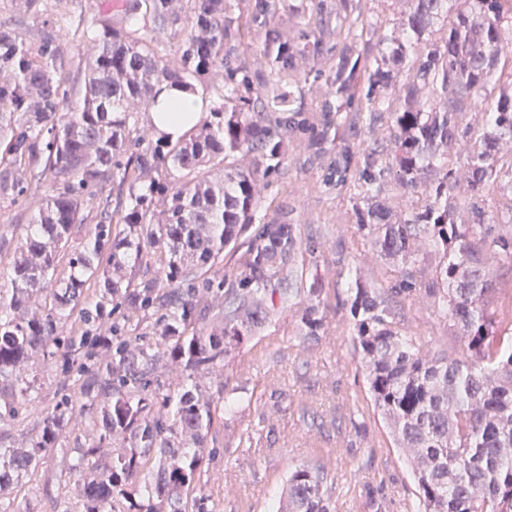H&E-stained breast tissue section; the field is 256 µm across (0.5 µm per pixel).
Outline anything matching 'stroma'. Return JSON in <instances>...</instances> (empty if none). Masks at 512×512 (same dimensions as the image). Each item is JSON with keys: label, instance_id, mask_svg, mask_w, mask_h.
I'll use <instances>...</instances> for the list:
<instances>
[{"label": "stroma", "instance_id": "stroma-1", "mask_svg": "<svg viewBox=\"0 0 512 512\" xmlns=\"http://www.w3.org/2000/svg\"><path fill=\"white\" fill-rule=\"evenodd\" d=\"M255 2L228 0L237 32L231 46L252 90L283 85L294 93L304 120L288 136L283 173L259 181L260 216L267 224L297 225L307 250L294 265L290 284L304 291L319 284L327 318L315 339L300 335L296 315L274 313L223 364L198 377L201 388L224 394L234 407L216 415L194 494L208 512H277L290 471L317 464L328 475L333 512H412L416 487L410 466L371 404L346 303L355 277L381 289L390 281L383 267L370 261L369 246L354 235L356 189L350 182L329 181L336 151L319 146L317 137L336 121L327 92L342 46L364 30L377 35L400 30L415 2L363 0L361 18L340 20L339 0H278L274 20L286 24L295 41L307 35L321 39L320 55L303 54L286 75L271 70L259 28L246 26ZM42 194L34 181L24 200L0 201V234L15 235L17 226L29 223ZM398 318L430 346L458 351L455 327L429 307L405 305ZM29 365L39 375L36 405L19 408L13 421L0 425V433L17 447L35 431L39 410L54 406L63 381L54 364L33 359ZM91 436L87 421L72 422L67 438L18 486L17 497L30 500L35 512H53L60 500L81 501V480L69 467Z\"/></svg>", "mask_w": 512, "mask_h": 512}]
</instances>
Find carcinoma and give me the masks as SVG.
Here are the masks:
<instances>
[{
    "label": "carcinoma",
    "instance_id": "1",
    "mask_svg": "<svg viewBox=\"0 0 512 512\" xmlns=\"http://www.w3.org/2000/svg\"><path fill=\"white\" fill-rule=\"evenodd\" d=\"M36 26L0 23V198L16 202L33 180L46 182L41 206L0 272V422L34 401L30 357L60 361L73 393L44 412L26 446L0 436V512H34L14 489L56 447L70 420L84 418L92 439L70 470L83 478L77 510L55 512H205L189 495L201 466L199 449L217 406L199 386L172 395L159 380L167 363L188 380L213 371L248 341L271 310L298 308L301 334L320 335L326 314L318 289L300 296L287 287L301 252L297 225L258 223V175L284 165L285 139L299 124L291 94L276 86L252 96L243 67L227 45L235 34L225 0H126L122 15L80 12L57 26L52 0H12ZM406 38L384 35L342 47L328 94L338 112L390 120L388 142L364 154L336 135L337 181L356 166L363 206L354 234L393 277L389 293L357 278L348 288L355 349L374 409L395 444L414 461V512H512V345L497 328L512 326V299L493 307L502 289L491 269H512V205L508 223L486 208L481 191L495 184L512 201V0H415ZM184 21L179 61L153 48L165 23ZM265 47L277 72L294 69L298 49L288 29L263 9ZM411 59L396 83L385 68ZM223 68L226 96L182 138L152 140L139 125L157 89L197 85ZM507 78L493 94V77ZM485 105L475 128L462 115ZM466 151V173L448 166V147ZM166 173L162 183L152 173ZM411 202L395 216L380 200L388 179ZM466 181L469 223L454 218L452 191ZM117 189L128 204L111 210ZM99 214L87 227L91 212ZM245 248L227 275L224 253ZM433 253L438 262L424 263ZM95 298L85 301L87 283ZM224 295V312L201 305ZM425 304L451 321L462 355L436 352L395 321L393 300ZM166 314L134 339L105 336V318L120 310ZM78 315L80 334L64 333ZM110 447L103 459L99 449ZM328 475L317 465L294 468L281 512H331Z\"/></svg>",
    "mask_w": 512,
    "mask_h": 512
}]
</instances>
